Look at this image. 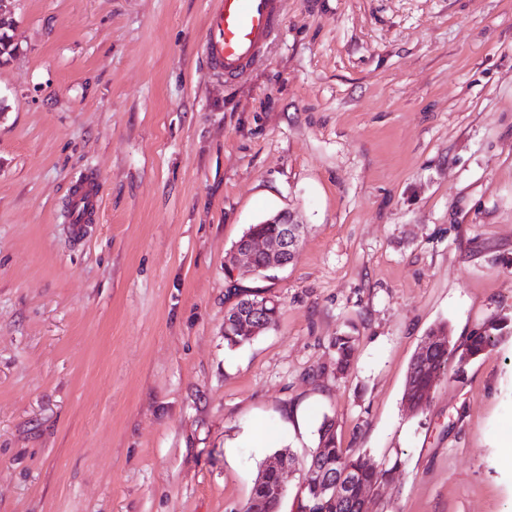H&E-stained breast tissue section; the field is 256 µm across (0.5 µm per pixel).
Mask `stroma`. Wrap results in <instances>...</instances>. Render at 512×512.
I'll list each match as a JSON object with an SVG mask.
<instances>
[{
  "label": "stroma",
  "mask_w": 512,
  "mask_h": 512,
  "mask_svg": "<svg viewBox=\"0 0 512 512\" xmlns=\"http://www.w3.org/2000/svg\"><path fill=\"white\" fill-rule=\"evenodd\" d=\"M213 0H13L0 59V512H242L277 449L399 461L369 512H512V332L401 402L431 327L512 320V0H284L241 82ZM100 183V219L67 218ZM297 212L228 347V256ZM354 336L337 376L332 339ZM98 178L86 174L79 179L71 192V221L74 224H90L96 221L99 210ZM248 228L254 233L246 234L234 246L237 266L267 271L285 268L296 260L304 226L297 220L293 211L280 210L261 223L251 224ZM255 233L271 237L259 236ZM275 233L277 234L274 235ZM259 257L265 258L266 262L263 266L256 267V260ZM237 266L232 268L236 274ZM241 292L253 293L250 296L252 299H247L245 296H240L239 300L242 301V304L236 307L233 305L231 308H234L227 311L226 315L224 316V320L227 325L241 323L243 325H247L252 331H257L258 325L263 324L261 319H263L264 315L267 313V303L270 301L275 304L276 299L270 294H262L264 300L260 301L262 298L259 297L260 300L256 298L257 294L267 292V290L264 288L244 287L239 283L238 279L235 280L233 285H229L225 296L230 298L233 296H238Z\"/></svg>",
  "instance_id": "stroma-1"
}]
</instances>
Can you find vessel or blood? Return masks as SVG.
<instances>
[{"mask_svg":"<svg viewBox=\"0 0 512 512\" xmlns=\"http://www.w3.org/2000/svg\"><path fill=\"white\" fill-rule=\"evenodd\" d=\"M283 0H215L203 41V54L216 78H244L280 28ZM96 176L79 179L71 192V220L96 221L99 190Z\"/></svg>","mask_w":512,"mask_h":512,"instance_id":"obj_1","label":"vessel or blood"}]
</instances>
